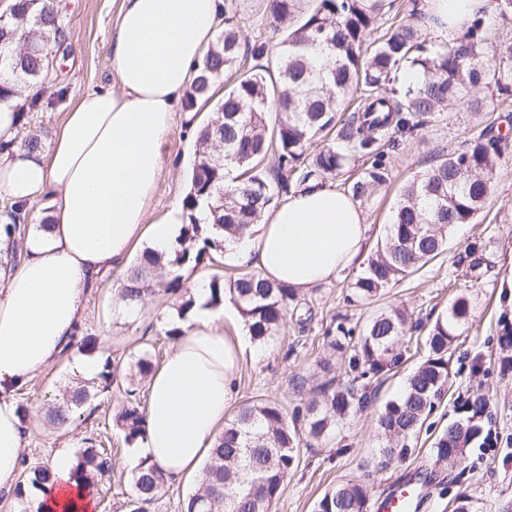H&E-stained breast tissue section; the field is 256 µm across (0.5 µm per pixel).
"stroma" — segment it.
Returning <instances> with one entry per match:
<instances>
[{"label": "stroma", "instance_id": "1", "mask_svg": "<svg viewBox=\"0 0 512 512\" xmlns=\"http://www.w3.org/2000/svg\"><path fill=\"white\" fill-rule=\"evenodd\" d=\"M69 36L67 51L56 57L39 90L46 106L24 122L21 133L40 132L50 140L63 112L89 87L112 82V57L108 39L120 0H53ZM241 30V54L246 66H254L251 52L256 43L274 46L277 37L269 26V0H235ZM486 110L473 118L466 103H456L447 114L430 123L417 136L388 149L390 182L361 209L369 226L368 245L376 247L385 234L390 211L403 184L411 176L429 170L443 155L451 153L498 122L500 133L507 124L499 116L512 111V97H485ZM195 140L184 129H175L163 157V172L150 205L152 219L161 218L181 204L186 192V173L193 160ZM124 272L107 273L83 298L81 332L97 337L92 358L111 356L129 366L138 356L149 355L161 365L172 345L163 319L174 297L149 295L137 317L123 314L119 288ZM350 277L308 289L315 318L308 333H298L294 321H286L268 343L250 347L235 377V392L229 406L237 411L258 399L281 402L287 409L304 404L308 390H299V377H312L323 354L322 343L331 323L346 322L362 328L374 315L391 306L409 310L413 320L428 324L447 312L460 294H469L473 311L454 343L449 364L452 387L427 420L429 429L413 441L405 463L378 466L377 417L385 402L403 389L415 359H408L384 381L368 380L371 402L354 413L319 442L301 443L299 464L282 487L273 512H315L317 501L337 484L357 480L365 483L371 497H378L392 481L416 467H431V443L449 423L459 420V404L476 394L488 399L484 427L498 439L494 449L471 443L461 465L447 470L444 493H431L423 512H449L455 498L465 495L473 512H512V362L502 359L501 349L512 342V146L499 159L494 173V191L487 208L473 224H461L448 233L446 250L418 272L400 281L383 296L354 299ZM77 348H70L14 394L23 406L26 429L24 453L33 460H55L59 451L77 455L87 438L102 441L112 450V471L104 476L96 493V512H130L133 450L124 441L113 418L120 409L121 393L99 392L89 386L90 399L63 427L50 422L48 414L57 398L72 387L69 366Z\"/></svg>", "mask_w": 512, "mask_h": 512}]
</instances>
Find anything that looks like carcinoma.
<instances>
[{"instance_id": "1", "label": "carcinoma", "mask_w": 512, "mask_h": 512, "mask_svg": "<svg viewBox=\"0 0 512 512\" xmlns=\"http://www.w3.org/2000/svg\"><path fill=\"white\" fill-rule=\"evenodd\" d=\"M233 2L224 0V30L206 53L186 98L189 108L213 101L217 112L200 126L195 141L189 191L182 201L187 223L170 254L144 251L127 269L120 288L121 300L137 304L162 284L164 293L178 299L176 309L183 318L193 308V296L184 286L182 270L220 249L218 236L227 242L248 230L288 181L305 188L321 184L361 158L360 173L346 190L354 199L367 201L389 180L381 142L397 146L457 100L466 101L474 113L482 111L483 101L471 95L474 88L512 89V39L492 40L484 19H475L463 36L446 44L411 19L378 37L385 0H272L279 49L268 56L258 45L254 55L266 62L242 72ZM63 39L58 11L42 0H18L9 16L0 19V72L11 74L18 84L43 83L50 60L36 49L53 51ZM410 71L416 80L387 90L400 73ZM348 100L356 106L345 115ZM271 112L276 113L273 120ZM492 132L493 126L485 127L476 140L402 186L383 240L351 283L358 297L381 296L436 259L451 228L477 220L492 196V175L502 155L501 137ZM271 154L277 156L274 172L266 164ZM3 213L17 231L25 205L6 200ZM208 288L211 304L218 307L228 300L238 308L255 343L274 336L289 316L302 333L312 320V308L298 289L271 283L253 270L230 277L216 273ZM470 316V300L460 295L428 328L427 355L378 415L380 463H400L412 454L408 440L419 437L447 393L453 345ZM408 323L407 312L400 308L374 316L349 357V367L360 370L362 377L396 368L407 352L399 340ZM153 370L145 355L127 369L108 355L102 357L99 388L126 394L115 423L129 444L143 437L145 407L138 386ZM88 400L86 388L69 389L53 407L52 422L68 424ZM368 403L356 380L337 386L331 378L291 414L271 399L242 407L225 420L184 512H257L259 504L272 512L297 463L301 438L322 440L336 422ZM475 431L472 425L453 422L435 438L434 470L427 485L443 484V470L462 462ZM111 469V458L90 444L80 449L71 475L95 491ZM51 481L50 462L21 458L14 512H32V491L46 490ZM166 487L155 465L140 462L132 479L131 512H145ZM368 501L365 484L347 481L326 492L316 512H367Z\"/></svg>"}]
</instances>
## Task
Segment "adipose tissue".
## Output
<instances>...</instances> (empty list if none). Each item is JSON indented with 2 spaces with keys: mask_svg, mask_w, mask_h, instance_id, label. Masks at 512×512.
<instances>
[{
  "mask_svg": "<svg viewBox=\"0 0 512 512\" xmlns=\"http://www.w3.org/2000/svg\"><path fill=\"white\" fill-rule=\"evenodd\" d=\"M442 30L462 32L492 10L491 0H424ZM224 0H121L109 39L114 84L86 90L64 112L45 149L14 140L24 121L0 105V192L15 201L45 198L49 224L26 239L9 264L14 236L0 224V492H11L24 430L14 393L54 363L79 332L82 296L133 248L171 250L182 207L161 219L149 207L163 170V148L217 29ZM368 226L347 193L322 186L295 192L262 211L255 230L230 248L275 284L307 289L358 266ZM189 321L148 385L146 430L135 461L156 465L168 481L194 473L214 444L232 398L245 336L224 332L225 309L209 306L195 279ZM60 454L54 487L37 495L36 512H93L95 498L71 478Z\"/></svg>",
  "mask_w": 512,
  "mask_h": 512,
  "instance_id": "1",
  "label": "adipose tissue"
}]
</instances>
